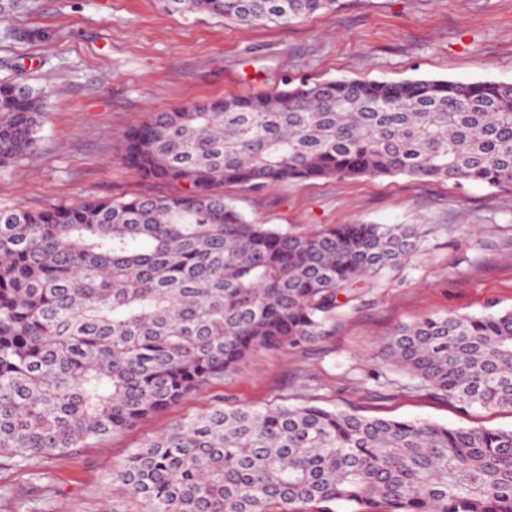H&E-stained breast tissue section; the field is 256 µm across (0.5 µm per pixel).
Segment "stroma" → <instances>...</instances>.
Masks as SVG:
<instances>
[{
	"instance_id": "1",
	"label": "stroma",
	"mask_w": 512,
	"mask_h": 512,
	"mask_svg": "<svg viewBox=\"0 0 512 512\" xmlns=\"http://www.w3.org/2000/svg\"><path fill=\"white\" fill-rule=\"evenodd\" d=\"M0 22V82L47 84L35 154L0 172V205L36 209L86 196L162 195L120 160L121 138L151 113L208 98L336 79L512 83V0H339L288 25L243 26L162 0H27ZM256 224L310 234L332 224H418L417 251L336 312L329 338L259 349L223 382L150 415L99 448L0 467V512H139L111 487L146 439L216 397L261 409L311 402L369 417L512 429V412L460 411L379 363L403 324L445 312L512 310V191L406 176L225 188Z\"/></svg>"
}]
</instances>
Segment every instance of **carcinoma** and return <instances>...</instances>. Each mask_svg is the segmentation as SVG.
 Masks as SVG:
<instances>
[{
  "label": "carcinoma",
  "mask_w": 512,
  "mask_h": 512,
  "mask_svg": "<svg viewBox=\"0 0 512 512\" xmlns=\"http://www.w3.org/2000/svg\"><path fill=\"white\" fill-rule=\"evenodd\" d=\"M337 0H165L286 25ZM47 89L0 83V170L35 153ZM121 162L164 196L0 206V463L113 434L224 381L257 349L324 340L359 284L418 250V224L298 235L224 187L397 176L512 191V86L327 80L154 112ZM378 358L460 407L512 410V310L426 315ZM111 483L140 512H512V429L316 405L224 406L146 440Z\"/></svg>",
  "instance_id": "1"
}]
</instances>
